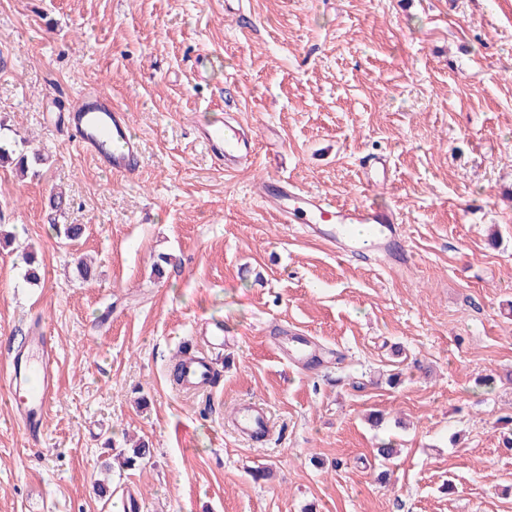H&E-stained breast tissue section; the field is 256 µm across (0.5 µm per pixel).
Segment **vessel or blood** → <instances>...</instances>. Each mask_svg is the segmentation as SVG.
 I'll return each mask as SVG.
<instances>
[{"label":"vessel or blood","instance_id":"vessel-or-blood-1","mask_svg":"<svg viewBox=\"0 0 512 512\" xmlns=\"http://www.w3.org/2000/svg\"><path fill=\"white\" fill-rule=\"evenodd\" d=\"M67 120L79 148L106 171L123 179H135L142 168L143 144L129 122L127 112L113 104L111 96L101 89L84 92L71 104ZM200 139L211 156L225 167L251 163L255 144L234 125L221 120L202 128ZM257 194L278 224H307L315 236L335 246L339 256L368 253L384 265L407 261L398 242L404 227L397 209L381 208L365 202L336 204L320 195L296 186L267 180L258 185ZM291 357L296 364L318 361L319 353L306 337L292 335ZM54 347L46 329L33 330L24 348L7 367L6 390L18 420L26 432H40L50 403L57 396L53 371ZM207 363L184 362L181 380L185 388L198 389L208 382ZM233 423L244 436L264 440L270 429L266 410L253 403L240 404Z\"/></svg>","mask_w":512,"mask_h":512}]
</instances>
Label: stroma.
Segmentation results:
<instances>
[{"mask_svg": "<svg viewBox=\"0 0 512 512\" xmlns=\"http://www.w3.org/2000/svg\"><path fill=\"white\" fill-rule=\"evenodd\" d=\"M91 86L144 143L136 181L67 133L58 103ZM227 113L258 142L228 170L198 135ZM0 138L45 157L0 166V225L45 263L32 285L0 248V512H512V0H0ZM278 176L398 209L411 259L274 223L254 187ZM56 191L80 240L49 222ZM39 325L58 393L32 436L4 382ZM286 331L327 360L294 365ZM190 346L208 389L174 379ZM241 402L267 408L264 443ZM234 426L244 436L254 441H262L270 430V420L266 410L253 403H242L235 411Z\"/></svg>", "mask_w": 512, "mask_h": 512, "instance_id": "35a3bbf8", "label": "stroma"}]
</instances>
